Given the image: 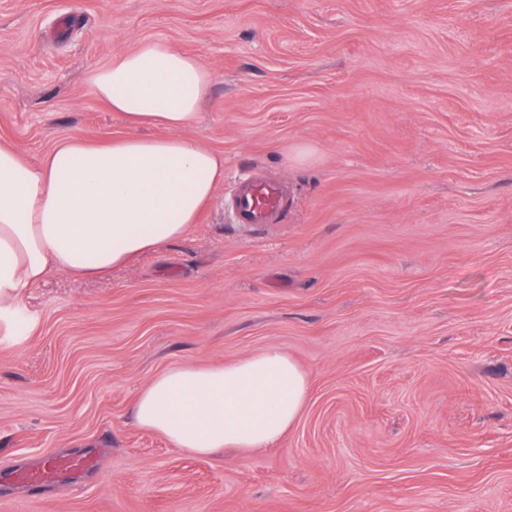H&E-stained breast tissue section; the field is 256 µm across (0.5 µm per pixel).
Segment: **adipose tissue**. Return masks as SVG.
<instances>
[{
    "mask_svg": "<svg viewBox=\"0 0 512 512\" xmlns=\"http://www.w3.org/2000/svg\"><path fill=\"white\" fill-rule=\"evenodd\" d=\"M210 74L173 44L143 40L90 71L93 93L130 125L161 128L93 143L72 135L39 164L0 143V320L48 275L98 278L159 251L198 223L224 181V157L186 137ZM307 374L271 344L220 365H176L136 396L137 425L205 456L259 454L293 427Z\"/></svg>",
    "mask_w": 512,
    "mask_h": 512,
    "instance_id": "ef3b65f1",
    "label": "adipose tissue"
}]
</instances>
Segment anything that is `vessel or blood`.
I'll use <instances>...</instances> for the list:
<instances>
[{
	"label": "vessel or blood",
	"instance_id": "obj_1",
	"mask_svg": "<svg viewBox=\"0 0 512 512\" xmlns=\"http://www.w3.org/2000/svg\"><path fill=\"white\" fill-rule=\"evenodd\" d=\"M288 206L287 182L274 180L252 171L239 177L230 198L229 209L238 224L280 223ZM92 458H47L38 470L28 473L27 481L33 485L51 484L61 473L91 466Z\"/></svg>",
	"mask_w": 512,
	"mask_h": 512
}]
</instances>
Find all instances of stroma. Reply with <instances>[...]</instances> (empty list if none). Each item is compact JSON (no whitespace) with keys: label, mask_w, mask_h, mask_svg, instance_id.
<instances>
[{"label":"stroma","mask_w":512,"mask_h":512,"mask_svg":"<svg viewBox=\"0 0 512 512\" xmlns=\"http://www.w3.org/2000/svg\"><path fill=\"white\" fill-rule=\"evenodd\" d=\"M197 56L224 181L170 246L50 275L0 325V512H512V0H0V138L30 162L133 129L87 76ZM287 179L241 225L237 174ZM307 374L260 455L187 454L132 404L267 344ZM94 466L34 487L47 456Z\"/></svg>","instance_id":"stroma-1"}]
</instances>
